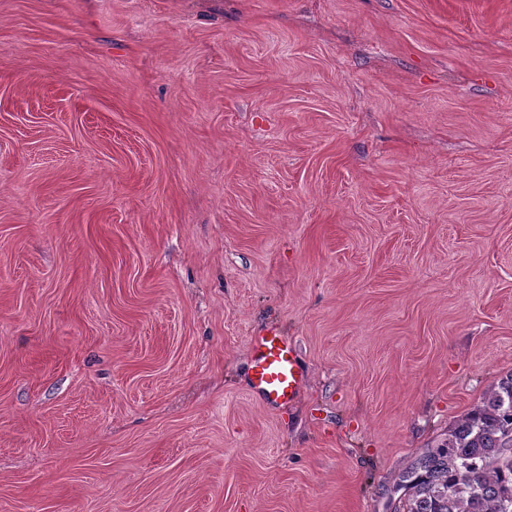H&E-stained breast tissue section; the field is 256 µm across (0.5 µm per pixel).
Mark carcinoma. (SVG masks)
Here are the masks:
<instances>
[{"label": "carcinoma", "instance_id": "cac0c4a2", "mask_svg": "<svg viewBox=\"0 0 512 512\" xmlns=\"http://www.w3.org/2000/svg\"><path fill=\"white\" fill-rule=\"evenodd\" d=\"M395 512H512V372L399 474Z\"/></svg>", "mask_w": 512, "mask_h": 512}]
</instances>
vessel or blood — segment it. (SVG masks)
<instances>
[{
  "instance_id": "b4317fda",
  "label": "vessel or blood",
  "mask_w": 512,
  "mask_h": 512,
  "mask_svg": "<svg viewBox=\"0 0 512 512\" xmlns=\"http://www.w3.org/2000/svg\"><path fill=\"white\" fill-rule=\"evenodd\" d=\"M304 381L296 349L276 330L252 342L251 389L265 404L276 407L293 401Z\"/></svg>"
}]
</instances>
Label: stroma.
I'll list each match as a JSON object with an SVG mask.
<instances>
[{"mask_svg":"<svg viewBox=\"0 0 512 512\" xmlns=\"http://www.w3.org/2000/svg\"><path fill=\"white\" fill-rule=\"evenodd\" d=\"M511 371L512 0H0V512H393ZM251 389L265 404L276 407L293 401L304 381L296 349L277 330L252 341Z\"/></svg>","mask_w":512,"mask_h":512,"instance_id":"1","label":"stroma"}]
</instances>
